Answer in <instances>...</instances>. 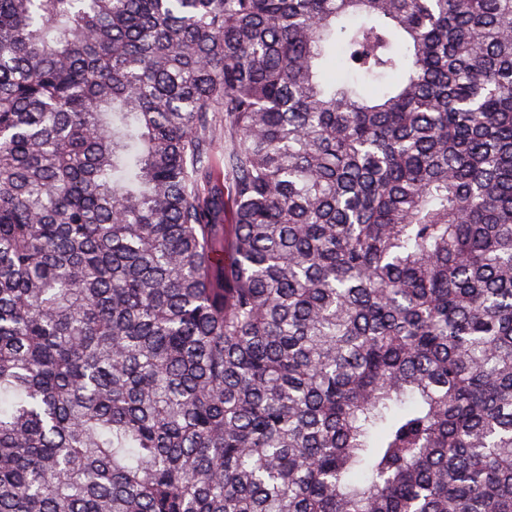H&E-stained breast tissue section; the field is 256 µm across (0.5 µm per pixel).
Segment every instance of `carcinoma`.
Listing matches in <instances>:
<instances>
[{
	"instance_id": "cac0c4a2",
	"label": "carcinoma",
	"mask_w": 512,
	"mask_h": 512,
	"mask_svg": "<svg viewBox=\"0 0 512 512\" xmlns=\"http://www.w3.org/2000/svg\"><path fill=\"white\" fill-rule=\"evenodd\" d=\"M0 512H512V0H0Z\"/></svg>"
}]
</instances>
